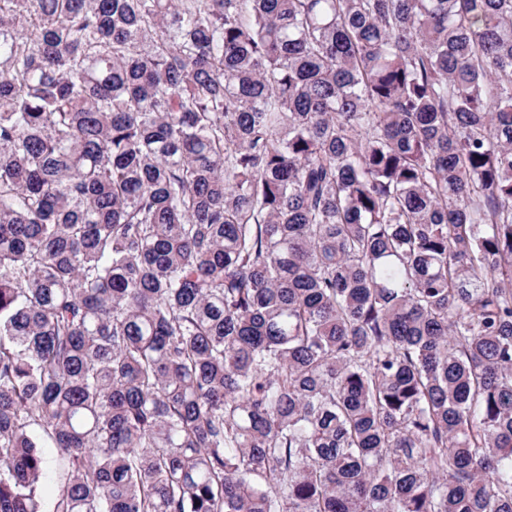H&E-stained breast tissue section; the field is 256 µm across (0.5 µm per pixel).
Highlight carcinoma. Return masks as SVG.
<instances>
[{"mask_svg": "<svg viewBox=\"0 0 512 512\" xmlns=\"http://www.w3.org/2000/svg\"><path fill=\"white\" fill-rule=\"evenodd\" d=\"M512 512V0H0V512ZM59 482L58 472L53 466L40 478L38 489L41 495L43 510H50V503L57 494Z\"/></svg>", "mask_w": 512, "mask_h": 512, "instance_id": "carcinoma-1", "label": "carcinoma"}]
</instances>
